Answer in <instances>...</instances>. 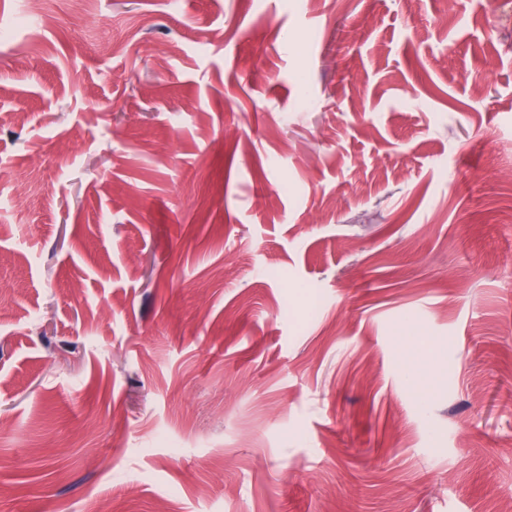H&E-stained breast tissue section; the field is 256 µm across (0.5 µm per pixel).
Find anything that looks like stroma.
<instances>
[{"label": "stroma", "mask_w": 512, "mask_h": 512, "mask_svg": "<svg viewBox=\"0 0 512 512\" xmlns=\"http://www.w3.org/2000/svg\"><path fill=\"white\" fill-rule=\"evenodd\" d=\"M489 2L0 0V512H512Z\"/></svg>", "instance_id": "1"}]
</instances>
